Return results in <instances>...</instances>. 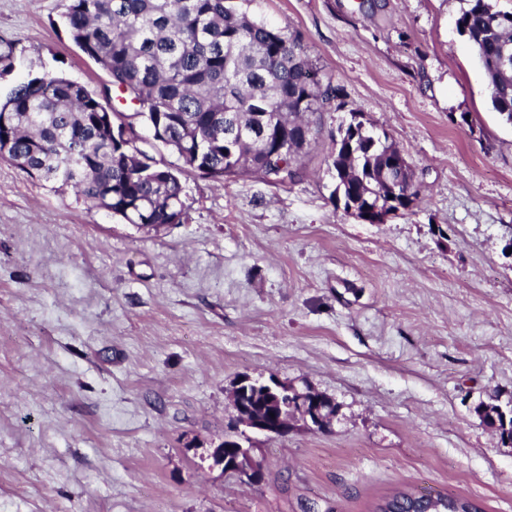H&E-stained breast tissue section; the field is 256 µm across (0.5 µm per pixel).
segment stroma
Returning a JSON list of instances; mask_svg holds the SVG:
<instances>
[{"instance_id": "stroma-1", "label": "stroma", "mask_w": 512, "mask_h": 512, "mask_svg": "<svg viewBox=\"0 0 512 512\" xmlns=\"http://www.w3.org/2000/svg\"><path fill=\"white\" fill-rule=\"evenodd\" d=\"M297 32L340 95L297 178L181 177L185 218L124 223L0 160V504L9 512H372L400 488L512 512V124L456 21L461 0H234ZM68 0H0V100L110 76ZM387 132L421 194L362 222L331 199L337 128ZM330 397V431L253 434L250 485L215 467L230 390ZM482 421L493 428L502 443L512 444V407L498 404H481L477 408Z\"/></svg>"}]
</instances>
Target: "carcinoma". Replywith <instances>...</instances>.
Here are the masks:
<instances>
[{"label":"carcinoma","mask_w":512,"mask_h":512,"mask_svg":"<svg viewBox=\"0 0 512 512\" xmlns=\"http://www.w3.org/2000/svg\"><path fill=\"white\" fill-rule=\"evenodd\" d=\"M457 27L487 77L493 109L512 124V10L465 0ZM73 42L135 106L119 112L62 75L34 77L0 101V159L30 176L71 188L91 208L107 201L128 224H179L180 175L216 182L244 173L284 185L314 138V124L338 88L313 67L301 37L250 16L230 0H70ZM179 164L138 148V121ZM129 127L112 136L110 125ZM335 191L387 213L419 196L415 174L388 137L356 123L332 154ZM482 421L512 444V407L481 404ZM374 512H481L472 500L398 491Z\"/></svg>","instance_id":"cac0c4a2"}]
</instances>
